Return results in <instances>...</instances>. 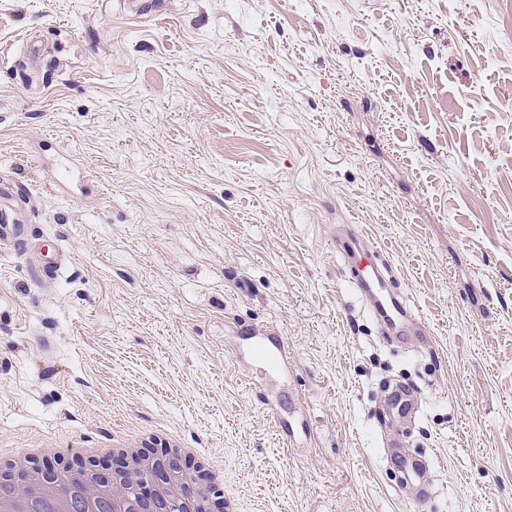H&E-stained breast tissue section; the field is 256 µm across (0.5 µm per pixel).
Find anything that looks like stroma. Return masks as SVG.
I'll use <instances>...</instances> for the list:
<instances>
[{"label":"stroma","mask_w":512,"mask_h":512,"mask_svg":"<svg viewBox=\"0 0 512 512\" xmlns=\"http://www.w3.org/2000/svg\"><path fill=\"white\" fill-rule=\"evenodd\" d=\"M154 2L0 0V178L68 258L37 278L0 248V446L168 430L223 455L240 512H512L506 0ZM351 224L430 342L377 336L332 245ZM258 330L288 373L255 394ZM389 379L419 423L375 430ZM388 434L431 457L425 504ZM245 354L256 357L259 361L271 363L275 369L288 373V346L281 336H248Z\"/></svg>","instance_id":"1"}]
</instances>
